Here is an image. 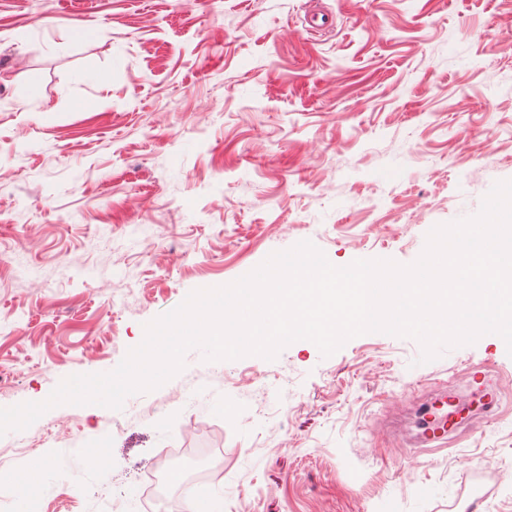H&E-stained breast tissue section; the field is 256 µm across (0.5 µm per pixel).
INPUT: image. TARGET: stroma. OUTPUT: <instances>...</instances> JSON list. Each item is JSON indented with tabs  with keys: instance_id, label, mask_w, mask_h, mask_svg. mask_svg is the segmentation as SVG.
Returning a JSON list of instances; mask_svg holds the SVG:
<instances>
[{
	"instance_id": "35a3bbf8",
	"label": "stroma",
	"mask_w": 512,
	"mask_h": 512,
	"mask_svg": "<svg viewBox=\"0 0 512 512\" xmlns=\"http://www.w3.org/2000/svg\"><path fill=\"white\" fill-rule=\"evenodd\" d=\"M314 9L329 33L304 31ZM505 180L512 0H0V407L111 372L188 293L298 242L338 267L413 263ZM420 355L383 333L328 357L306 340L272 361L188 351L122 409L63 404L0 436V512H99L103 485L140 512L150 464L197 447L216 512H512L505 344ZM472 362L502 416L399 465L392 422L414 429Z\"/></svg>"
}]
</instances>
